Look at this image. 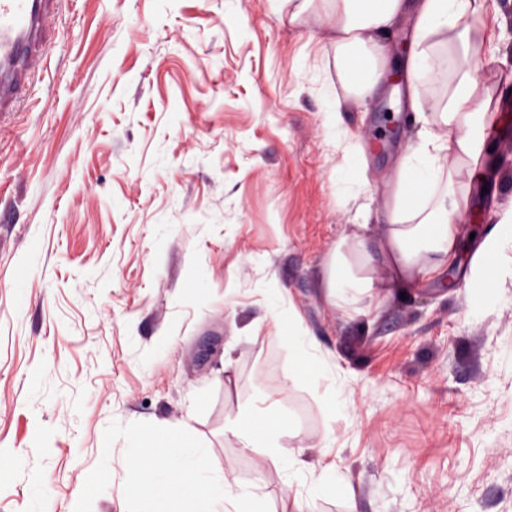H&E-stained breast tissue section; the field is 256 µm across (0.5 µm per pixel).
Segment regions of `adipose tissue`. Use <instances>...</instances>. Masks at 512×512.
Masks as SVG:
<instances>
[{"instance_id": "ef3b65f1", "label": "adipose tissue", "mask_w": 512, "mask_h": 512, "mask_svg": "<svg viewBox=\"0 0 512 512\" xmlns=\"http://www.w3.org/2000/svg\"><path fill=\"white\" fill-rule=\"evenodd\" d=\"M336 47L345 63L352 89L362 98L381 89L389 59L383 42L406 13L415 22L406 59L413 91L441 85L448 93L431 106L432 127L418 132L396 169L387 218L388 236L380 242L363 235L343 239L324 266L327 301L355 313L374 284L359 275L352 263L380 262L393 271L392 287L404 288L418 276H433L454 261L466 220V201L452 187H441L439 158L455 150L457 157L482 155L496 115L469 103L478 73L494 57L508 21L488 0H329ZM324 126L342 158L333 173L336 197L348 201L366 189L365 152L338 118L340 104L325 95ZM448 129L440 136L437 126ZM512 278V206L497 213L493 229L480 243L466 281L475 308L498 301V287ZM253 291L280 330V370L284 387L304 391L317 405L323 422L316 455L289 447L295 424L279 412L273 390H241L228 410L226 437L234 439L244 459L260 457L279 474L280 512H318L322 501L346 499L343 475L332 452L338 427H351L353 379L335 352L324 346L305 324L290 295L275 279L258 281ZM108 446L99 457L100 469L112 465V443L125 455L129 512H264L259 477L245 479L217 465L188 433L171 432L165 422L143 426L113 419L106 434ZM158 452L160 467L144 470L141 451ZM162 485L178 490L177 504L157 493Z\"/></svg>"}]
</instances>
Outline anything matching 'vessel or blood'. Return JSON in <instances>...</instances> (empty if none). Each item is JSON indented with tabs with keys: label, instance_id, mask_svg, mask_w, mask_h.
Returning <instances> with one entry per match:
<instances>
[{
	"label": "vessel or blood",
	"instance_id": "obj_1",
	"mask_svg": "<svg viewBox=\"0 0 512 512\" xmlns=\"http://www.w3.org/2000/svg\"><path fill=\"white\" fill-rule=\"evenodd\" d=\"M59 0H0V112L17 111L21 92L46 47Z\"/></svg>",
	"mask_w": 512,
	"mask_h": 512
}]
</instances>
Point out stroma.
Here are the masks:
<instances>
[{"label": "stroma", "instance_id": "1", "mask_svg": "<svg viewBox=\"0 0 512 512\" xmlns=\"http://www.w3.org/2000/svg\"><path fill=\"white\" fill-rule=\"evenodd\" d=\"M305 4L303 24L288 16ZM326 0H60L22 111L0 117V512H25L33 478L50 512L77 485L109 491L85 512H125L121 450L98 469L112 417L189 430L228 470L277 472L224 437L227 381L280 386L279 330L253 284L275 278L355 383V424L336 463L356 512H512V279L475 312L462 237L446 275L391 290L380 308L330 305L322 265L368 221L379 240L391 178L419 122L387 93L359 101ZM306 61L318 85L298 73ZM362 142L367 193L337 201L324 93ZM512 109V26L472 106ZM492 141L481 175L452 164L466 223L491 228L512 204V143ZM234 289L225 301V289ZM237 338L232 369L224 345ZM164 341L143 371L132 345ZM46 375L41 398L29 379Z\"/></svg>", "mask_w": 512, "mask_h": 512}]
</instances>
